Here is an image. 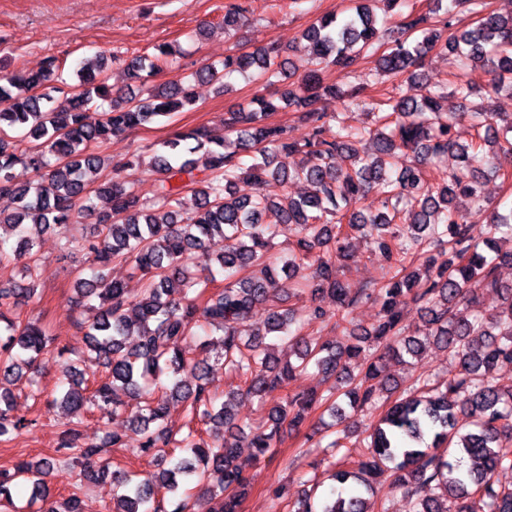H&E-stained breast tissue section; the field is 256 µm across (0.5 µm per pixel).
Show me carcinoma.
<instances>
[{
  "mask_svg": "<svg viewBox=\"0 0 512 512\" xmlns=\"http://www.w3.org/2000/svg\"><path fill=\"white\" fill-rule=\"evenodd\" d=\"M370 2L355 0L348 18L322 16L303 30L312 68L296 81L274 45L232 51L222 66L196 71V79L218 84L221 92L235 73L249 72L260 81L253 97L257 108L224 119V130L236 135L252 163L224 153V141L209 137L204 126L179 134L153 148L148 165L159 175L153 198H140L126 178L101 183L96 193L109 197V210L82 238L66 230L95 212L86 188L112 168L91 147L195 103L191 84L169 81L145 98L121 93L96 77L106 68L104 56L95 70L79 68L74 86L51 66L15 72L0 82V195L14 203L11 211L0 210V230L6 227L15 237L10 251L0 242V262L25 260L20 279L0 283V442L33 425L12 416V386L51 352L39 320L13 316L21 303L38 296L36 247L45 232L60 236L62 256L84 257L75 292L89 313L81 323L88 356L75 362L57 351L67 387L54 402L71 421L56 454L20 461L11 473L0 471V502L12 504L21 483L30 489L31 512H81L77 494L59 501L47 485L75 449L82 479L112 478L108 512H240L249 485L247 465L238 457L243 442L255 449L257 462L281 442L283 427L299 430L322 407L351 431L358 413L396 388L387 364L416 366L431 342L445 353L448 372L418 374L406 396L365 428L357 469L348 468L352 450L343 437L317 442L332 459V479L351 492L322 500L305 494L291 512H372L365 494L385 476L411 499V512H512V488L496 479L498 471L512 469V391H501L490 376L497 366L512 365V284H501L497 274L500 265L512 263V250L498 246L512 239V209L493 213L480 228L468 223L471 211L486 202V177L512 188V173L498 164L500 156L512 155V117L489 105L495 95L512 94V13L490 11L486 0H430L427 12L405 14V0H381L396 15L385 27ZM462 11L475 21L460 33L453 18ZM385 36L390 46L377 59L381 73L413 82L435 52L465 59L492 79L478 89L457 75L417 97L397 92L366 113L363 125L345 126L319 102L332 94L356 102L367 85H329L324 70L331 64L353 68ZM171 54L160 45L157 53L127 63V75L138 81L151 77ZM448 96H479L483 103L444 113L440 100ZM276 99L302 114L311 127L307 140L293 141L286 127L268 122ZM92 106L102 110L94 123L86 117ZM462 120L472 130L468 143L455 135ZM282 154L301 160L290 171L276 162ZM449 154L459 164L446 171L440 163ZM340 155L347 160L344 167L336 166ZM18 163L36 180L14 181ZM243 176L255 183L249 197L234 191ZM292 180L305 182L307 192L292 196ZM377 186L384 196L381 208L366 214L359 203ZM186 191L196 198L191 212L182 205ZM283 224L295 226L298 238L288 253L274 257L270 242ZM356 233L397 269L395 276L365 288L343 283L341 261ZM215 237L233 245L213 257L207 242ZM118 260L131 263L143 278L138 295L110 278L108 267ZM218 274L224 275L222 286L216 285ZM484 289L498 293L500 307L468 315ZM305 291L328 298V307L312 308L314 323L338 326L362 301L379 305L378 319L368 328L348 330L347 342L337 347L308 340L285 306ZM259 304L266 305V316L258 322ZM410 309L420 313L418 331L406 325ZM198 328L213 336L205 361L190 357L188 342ZM131 336L133 345L127 343ZM284 342L297 362L282 364L275 357ZM216 365L240 379L220 404L211 377ZM187 368L196 371L193 385L178 379ZM311 368L331 382L327 394L280 396L291 379ZM249 398L271 404L267 428L254 436L229 408ZM178 403L187 422L177 436L167 418ZM88 411L102 419L126 412L156 470L142 476L112 468L109 449L123 442L118 433L77 444L81 416ZM196 420L207 426L208 438L193 426ZM190 485L200 488L197 496L182 492ZM160 488L171 495L172 509L156 498Z\"/></svg>",
  "mask_w": 512,
  "mask_h": 512,
  "instance_id": "obj_1",
  "label": "carcinoma"
}]
</instances>
